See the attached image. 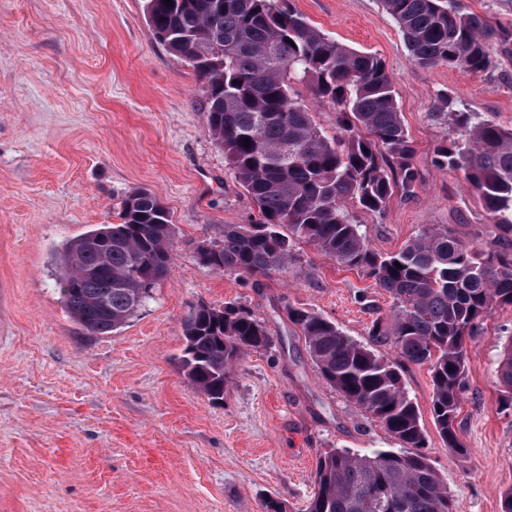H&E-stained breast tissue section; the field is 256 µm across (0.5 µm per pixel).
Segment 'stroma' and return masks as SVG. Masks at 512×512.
<instances>
[{
  "mask_svg": "<svg viewBox=\"0 0 512 512\" xmlns=\"http://www.w3.org/2000/svg\"><path fill=\"white\" fill-rule=\"evenodd\" d=\"M293 3L384 61L415 146V195L393 194L382 215L362 218L372 248L396 252L431 224L489 240L461 173L434 164L453 132L429 114L443 93L512 129V46L493 47L478 74L422 68L380 0ZM198 85L155 38L144 0H0V512H262L270 495L303 512L325 450L394 445L323 383L284 311L309 308L367 344L373 320L391 314L388 293L306 243L287 273L258 287L197 260L221 227L255 212L211 138ZM136 188L173 217L171 268L121 329L90 333L60 300V257L118 222ZM227 302L264 320L273 344L234 366L216 405L183 376V325L196 305ZM511 335L507 306L467 343L466 459L442 447L427 368L402 367L455 512H500L512 486V409L499 408L497 377Z\"/></svg>",
  "mask_w": 512,
  "mask_h": 512,
  "instance_id": "obj_1",
  "label": "stroma"
}]
</instances>
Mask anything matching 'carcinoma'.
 I'll return each instance as SVG.
<instances>
[{"label": "carcinoma", "mask_w": 512, "mask_h": 512, "mask_svg": "<svg viewBox=\"0 0 512 512\" xmlns=\"http://www.w3.org/2000/svg\"><path fill=\"white\" fill-rule=\"evenodd\" d=\"M381 4L419 67L445 64L477 74L491 63V44L512 43L511 29L461 12L451 0ZM144 11L155 37L174 56L199 60L191 68L200 111L258 209L255 221L220 229L209 267L258 286L285 272L296 261L295 244L306 242L336 264L365 272L393 301L390 317L376 318L370 335L395 347L396 361L315 311L284 307L323 382L399 444L368 454L323 452L304 512H454L426 452L400 362L427 366L442 447L468 457L457 425L468 388L466 342L495 309L512 306V129L459 109L448 96L431 113L455 134L436 148V165L463 173L497 240L477 246L447 224H431L397 252L379 254L358 213L382 214L394 192L410 197L419 180L413 143L381 58L328 37L291 0H144ZM300 86L317 101L340 107L336 134L316 122ZM120 218L64 250L62 303L90 333L125 325L170 269L175 224L165 204L135 189ZM94 237L111 248L90 245ZM184 335V375L212 403L224 400L234 364L273 343L264 321L233 303L197 305ZM498 375L499 403L508 410L512 336L502 344Z\"/></svg>", "instance_id": "cac0c4a2"}]
</instances>
